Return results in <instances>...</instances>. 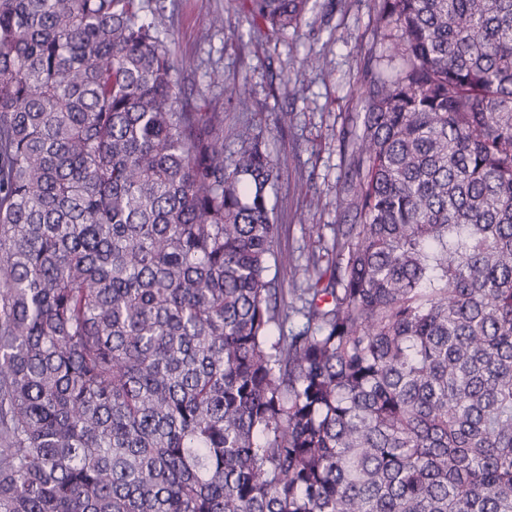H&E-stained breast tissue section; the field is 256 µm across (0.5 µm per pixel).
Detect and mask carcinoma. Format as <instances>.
<instances>
[{
    "mask_svg": "<svg viewBox=\"0 0 512 512\" xmlns=\"http://www.w3.org/2000/svg\"><path fill=\"white\" fill-rule=\"evenodd\" d=\"M145 8L0 0V512H512V0H378L302 278Z\"/></svg>",
    "mask_w": 512,
    "mask_h": 512,
    "instance_id": "carcinoma-1",
    "label": "carcinoma"
}]
</instances>
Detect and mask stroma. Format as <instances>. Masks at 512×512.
<instances>
[{"label": "stroma", "mask_w": 512, "mask_h": 512, "mask_svg": "<svg viewBox=\"0 0 512 512\" xmlns=\"http://www.w3.org/2000/svg\"><path fill=\"white\" fill-rule=\"evenodd\" d=\"M376 0H317L298 27L276 35L257 30L242 0H162L154 20L172 36L177 57L192 66L180 77L185 91L223 105L224 127L250 123L261 129L273 157L286 158L271 198L278 223L285 225V249L302 243L297 220L307 213L314 224H346L337 209L336 190L343 182L347 155L340 136L361 112L363 65L367 55L380 56V68L395 74L397 62L383 60L384 48L373 41ZM224 15L211 29L207 17ZM324 66H304L307 55ZM222 80L214 84L212 73ZM248 83L253 104L241 112L227 106L225 91Z\"/></svg>", "instance_id": "obj_1"}]
</instances>
